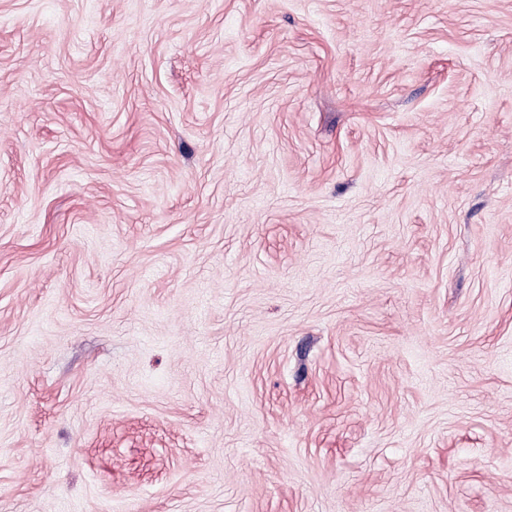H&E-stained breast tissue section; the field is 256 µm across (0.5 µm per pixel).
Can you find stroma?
Here are the masks:
<instances>
[{"label":"stroma","mask_w":512,"mask_h":512,"mask_svg":"<svg viewBox=\"0 0 512 512\" xmlns=\"http://www.w3.org/2000/svg\"><path fill=\"white\" fill-rule=\"evenodd\" d=\"M0 512H512V0H0Z\"/></svg>","instance_id":"35a3bbf8"}]
</instances>
